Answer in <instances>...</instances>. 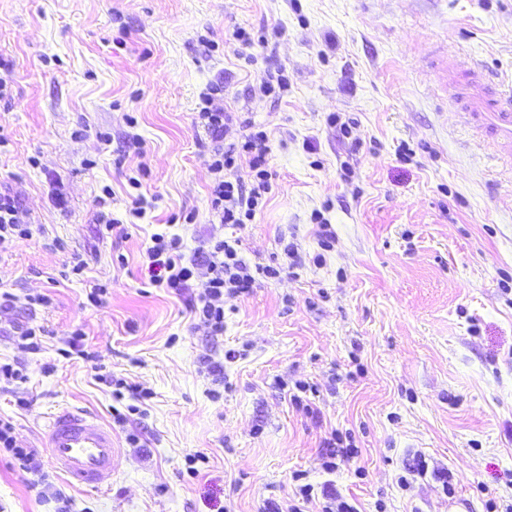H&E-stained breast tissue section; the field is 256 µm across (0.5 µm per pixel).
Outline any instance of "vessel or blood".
I'll return each mask as SVG.
<instances>
[{
	"label": "vessel or blood",
	"instance_id": "b4317fda",
	"mask_svg": "<svg viewBox=\"0 0 512 512\" xmlns=\"http://www.w3.org/2000/svg\"><path fill=\"white\" fill-rule=\"evenodd\" d=\"M455 100L466 125L496 162L512 171V90L480 72L456 85ZM52 464L70 482L98 487L112 478V431L82 412L53 414L47 433Z\"/></svg>",
	"mask_w": 512,
	"mask_h": 512
}]
</instances>
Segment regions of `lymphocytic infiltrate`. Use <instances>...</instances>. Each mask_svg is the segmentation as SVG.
<instances>
[{
    "label": "lymphocytic infiltrate",
    "instance_id": "obj_1",
    "mask_svg": "<svg viewBox=\"0 0 512 512\" xmlns=\"http://www.w3.org/2000/svg\"><path fill=\"white\" fill-rule=\"evenodd\" d=\"M266 142L265 133L259 131L247 137L239 153L215 154L211 168L217 178L211 189V205L220 212L222 223L243 224L252 220L264 194L269 192ZM240 154L247 156L253 174V182L248 187L222 176L224 170L235 165ZM31 235L26 212L11 194L0 192V249L12 247ZM147 258L150 284L187 295L190 310L214 336L224 332L225 297L245 293L257 278L279 279L285 270L283 262L250 266L234 243L214 236L209 238L205 248L187 251L183 238L166 230L152 234ZM45 302V297L38 294L22 300L9 293L0 295V318L10 320V334L23 349L38 350L37 329L14 322L13 315L21 309L33 310Z\"/></svg>",
    "mask_w": 512,
    "mask_h": 512
}]
</instances>
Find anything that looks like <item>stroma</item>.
<instances>
[{"mask_svg":"<svg viewBox=\"0 0 512 512\" xmlns=\"http://www.w3.org/2000/svg\"><path fill=\"white\" fill-rule=\"evenodd\" d=\"M473 59L512 82V0H0V192L32 229L0 252V294L50 298L19 315L44 328L40 351L0 335V364L25 365L0 417L48 471L53 413L111 427L110 483L55 476L70 512H273L298 472L315 487L306 512H322L325 484L359 512H512V174L469 145L438 82ZM271 72L287 88L255 95ZM214 84L233 115L217 141L198 117ZM258 130L271 190L248 224L221 223L214 151ZM100 195L114 230L96 220ZM316 211L336 232L327 253ZM165 223L191 250L213 234L265 265L291 242L302 263L225 297L212 336L148 282ZM78 328L82 351L63 358ZM206 354L223 386L199 372ZM119 379L151 390L137 413ZM299 380L308 413L291 400ZM335 434L358 455L327 473ZM33 481L1 457L0 512H54Z\"/></svg>","mask_w":512,"mask_h":512,"instance_id":"obj_1","label":"stroma"}]
</instances>
